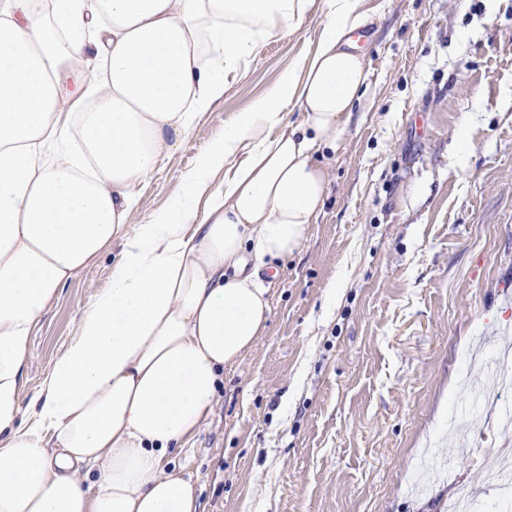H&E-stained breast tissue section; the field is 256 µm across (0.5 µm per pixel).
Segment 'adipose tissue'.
Here are the masks:
<instances>
[{
	"label": "adipose tissue",
	"instance_id": "adipose-tissue-1",
	"mask_svg": "<svg viewBox=\"0 0 512 512\" xmlns=\"http://www.w3.org/2000/svg\"><path fill=\"white\" fill-rule=\"evenodd\" d=\"M318 15L313 52L142 213L138 187L229 78ZM367 19V0H0V512H202L169 453L264 336L265 275L325 205ZM111 245L109 287L22 405L36 325Z\"/></svg>",
	"mask_w": 512,
	"mask_h": 512
}]
</instances>
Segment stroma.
I'll return each instance as SVG.
<instances>
[{
  "label": "stroma",
  "mask_w": 512,
  "mask_h": 512,
  "mask_svg": "<svg viewBox=\"0 0 512 512\" xmlns=\"http://www.w3.org/2000/svg\"><path fill=\"white\" fill-rule=\"evenodd\" d=\"M369 78L332 156L326 206L272 280L267 331L225 370L172 456L204 512H498L511 402L473 366L512 367V0H368ZM318 25L268 42L140 188L164 209L226 122L313 51ZM117 247L37 324L39 390Z\"/></svg>",
  "instance_id": "1"
}]
</instances>
